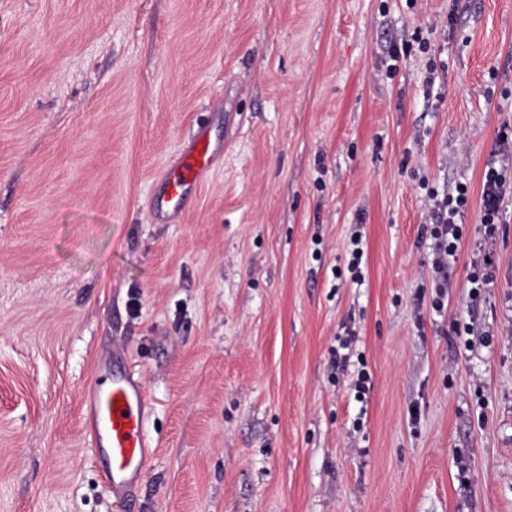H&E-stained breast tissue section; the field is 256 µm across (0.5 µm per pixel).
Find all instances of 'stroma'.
I'll list each match as a JSON object with an SVG mask.
<instances>
[{
  "label": "stroma",
  "instance_id": "1",
  "mask_svg": "<svg viewBox=\"0 0 512 512\" xmlns=\"http://www.w3.org/2000/svg\"><path fill=\"white\" fill-rule=\"evenodd\" d=\"M201 122L224 157L155 223ZM510 128L512 0H0V512H512V200L439 316L419 187ZM111 352L149 400L124 503L82 428ZM350 249H349V260H348V271L351 274V280L353 283L362 282V259L364 255L363 248V236L360 232L355 231L350 237Z\"/></svg>",
  "mask_w": 512,
  "mask_h": 512
}]
</instances>
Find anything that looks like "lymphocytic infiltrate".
Here are the masks:
<instances>
[{
    "instance_id": "obj_1",
    "label": "lymphocytic infiltrate",
    "mask_w": 512,
    "mask_h": 512,
    "mask_svg": "<svg viewBox=\"0 0 512 512\" xmlns=\"http://www.w3.org/2000/svg\"><path fill=\"white\" fill-rule=\"evenodd\" d=\"M427 202V221L423 227L432 251V284L435 292L433 308L443 311L448 297V262L454 258L464 234L462 217L471 203H478L480 224L483 228L482 247H490L503 222V205L512 198V134L502 133L500 148L488 159L479 193H472L466 183L456 184L453 191H445L422 182Z\"/></svg>"
}]
</instances>
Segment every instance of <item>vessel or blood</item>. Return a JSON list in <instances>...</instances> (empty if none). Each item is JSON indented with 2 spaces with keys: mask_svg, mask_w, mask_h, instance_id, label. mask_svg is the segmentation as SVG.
<instances>
[{
  "mask_svg": "<svg viewBox=\"0 0 512 512\" xmlns=\"http://www.w3.org/2000/svg\"><path fill=\"white\" fill-rule=\"evenodd\" d=\"M218 152L206 128H198L179 160L167 167L165 187L152 201L155 219L163 224L176 220L192 188L201 185L212 170ZM98 369L111 374L108 387L88 383L84 389V421L89 435L102 450V477L115 495H129L148 460L146 441L147 393L144 384L126 372L114 371L110 361Z\"/></svg>",
  "mask_w": 512,
  "mask_h": 512,
  "instance_id": "b4317fda",
  "label": "vessel or blood"
}]
</instances>
